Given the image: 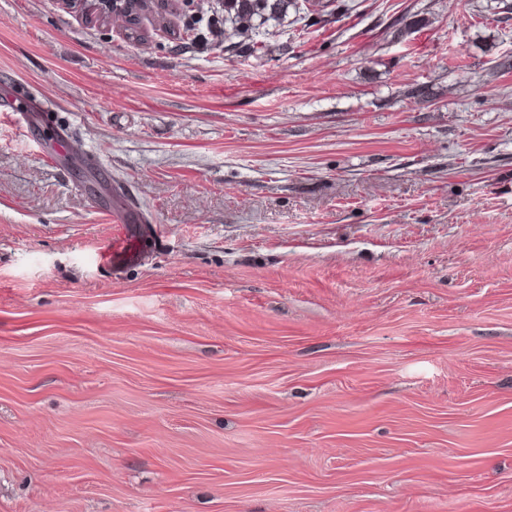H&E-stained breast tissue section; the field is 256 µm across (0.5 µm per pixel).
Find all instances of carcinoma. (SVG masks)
<instances>
[{
	"label": "carcinoma",
	"mask_w": 512,
	"mask_h": 512,
	"mask_svg": "<svg viewBox=\"0 0 512 512\" xmlns=\"http://www.w3.org/2000/svg\"><path fill=\"white\" fill-rule=\"evenodd\" d=\"M321 3L323 0H222L224 28L210 22L208 30L217 42L252 54L258 51L256 37L268 22L281 20L290 8L300 11Z\"/></svg>",
	"instance_id": "carcinoma-1"
}]
</instances>
